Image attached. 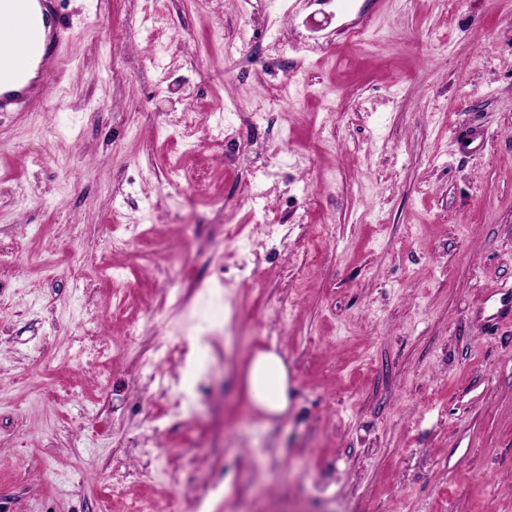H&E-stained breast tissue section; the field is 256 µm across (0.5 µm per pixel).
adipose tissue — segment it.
Returning a JSON list of instances; mask_svg holds the SVG:
<instances>
[{
	"label": "adipose tissue",
	"instance_id": "obj_1",
	"mask_svg": "<svg viewBox=\"0 0 512 512\" xmlns=\"http://www.w3.org/2000/svg\"><path fill=\"white\" fill-rule=\"evenodd\" d=\"M246 386L253 406L268 416L283 414L288 408V368L274 350L257 352L252 358Z\"/></svg>",
	"mask_w": 512,
	"mask_h": 512
}]
</instances>
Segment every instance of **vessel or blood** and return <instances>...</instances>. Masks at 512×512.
<instances>
[{
  "label": "vessel or blood",
  "mask_w": 512,
  "mask_h": 512,
  "mask_svg": "<svg viewBox=\"0 0 512 512\" xmlns=\"http://www.w3.org/2000/svg\"><path fill=\"white\" fill-rule=\"evenodd\" d=\"M56 0H0V10L11 11L15 24L0 31V42L14 50L10 67L0 70V112H20L47 94L42 75L62 60L63 40L55 10ZM488 320L512 325V289L495 288L486 296Z\"/></svg>",
  "instance_id": "1"
}]
</instances>
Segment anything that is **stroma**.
Returning a JSON list of instances; mask_svg holds the SVG:
<instances>
[{
    "mask_svg": "<svg viewBox=\"0 0 512 512\" xmlns=\"http://www.w3.org/2000/svg\"><path fill=\"white\" fill-rule=\"evenodd\" d=\"M58 7L0 113V512H512V0ZM485 304L489 322L501 326L512 325V289H492L486 296ZM246 386L253 406L265 415L278 416L288 409V368L276 350L254 355Z\"/></svg>",
    "mask_w": 512,
    "mask_h": 512,
    "instance_id": "obj_1",
    "label": "stroma"
}]
</instances>
